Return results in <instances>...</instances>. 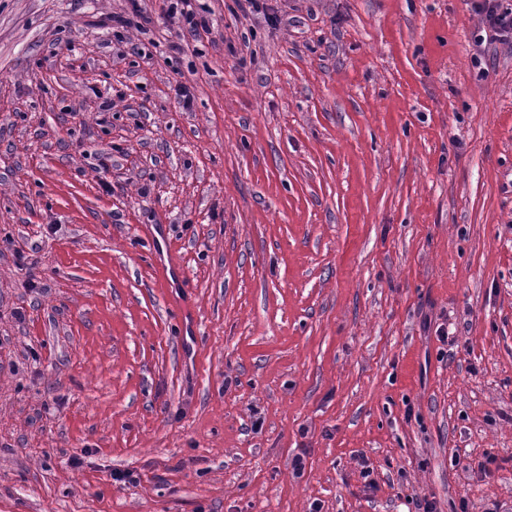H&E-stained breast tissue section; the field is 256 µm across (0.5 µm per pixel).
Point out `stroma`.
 Instances as JSON below:
<instances>
[{
	"mask_svg": "<svg viewBox=\"0 0 512 512\" xmlns=\"http://www.w3.org/2000/svg\"><path fill=\"white\" fill-rule=\"evenodd\" d=\"M261 2L0 0V512H512V43ZM192 0H162L163 6L168 7L169 13L179 14L185 30L191 37H198L201 31L209 30V22L205 16L194 10ZM181 6L178 8V6Z\"/></svg>",
	"mask_w": 512,
	"mask_h": 512,
	"instance_id": "1",
	"label": "stroma"
}]
</instances>
